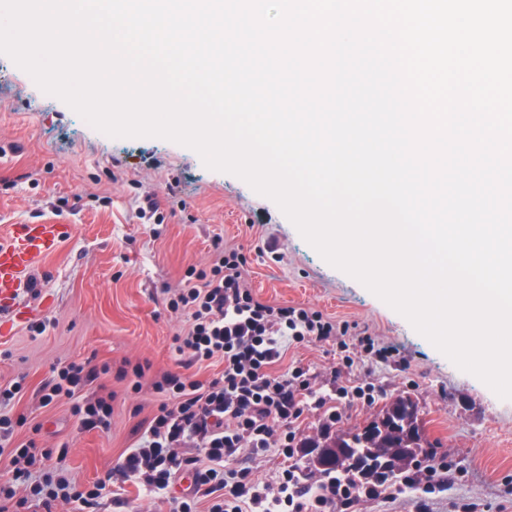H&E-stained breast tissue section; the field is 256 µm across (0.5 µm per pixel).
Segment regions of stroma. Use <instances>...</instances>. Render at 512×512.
I'll use <instances>...</instances> for the list:
<instances>
[{"mask_svg": "<svg viewBox=\"0 0 512 512\" xmlns=\"http://www.w3.org/2000/svg\"><path fill=\"white\" fill-rule=\"evenodd\" d=\"M165 202L140 215L147 195ZM14 224H58L57 249L31 275L38 296L27 315L0 309V387L22 390L0 414L12 420L11 446L36 439L64 447L66 475L77 484L118 481L120 458L159 403L150 385L102 376L85 400L114 393L109 431H85L66 400L46 401L53 367L150 362V377L177 367L173 338L188 326L167 303L189 270H207L215 242L242 252L249 285L272 305L303 306L368 328L393 349L382 360L336 339L290 345L283 366L308 368L314 389L373 383L376 402H348L338 427L355 431L399 393L418 403L426 432L448 472L439 490L416 487L364 502L359 512H512V399L499 398L460 370L399 313L360 282L328 264L270 199L242 179L207 168L192 149L155 137L104 136L61 99L43 92L0 54V237ZM280 449L227 461L259 488L277 487Z\"/></svg>", "mask_w": 512, "mask_h": 512, "instance_id": "1", "label": "stroma"}]
</instances>
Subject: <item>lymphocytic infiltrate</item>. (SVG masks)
Listing matches in <instances>:
<instances>
[{
	"mask_svg": "<svg viewBox=\"0 0 512 512\" xmlns=\"http://www.w3.org/2000/svg\"><path fill=\"white\" fill-rule=\"evenodd\" d=\"M168 306L172 312L186 315L189 326L174 338L179 368L154 381L161 402L138 445L125 454L119 466L128 480L163 490L184 472H192L193 486L178 501L176 512H194L202 502L207 512H239L245 497L261 512H273L281 505L288 512H333L337 506L351 512L363 499L378 497L376 486L354 484L343 472L321 483L318 493H311L290 467L277 496L267 501L251 491L236 471L224 468L225 461L244 448L256 453L276 447L285 459H293L309 412H322L331 426L341 419L347 399L374 404L372 387L340 386L331 396L313 389L308 369H277L287 341L344 337L347 327L317 311L261 301L248 285L240 252L223 247L218 248L211 269L187 280ZM213 361L224 365L220 377L203 382L191 374L192 366ZM150 369L147 363L115 371L108 365L69 362L57 367L47 388L50 397L69 401L82 429L106 431L114 412L111 395L87 402L79 397L81 388L111 373L122 380H140ZM187 442L192 443L193 454L179 456L177 447ZM52 455L51 449L39 447L33 440L10 451L0 448V512H19L13 484L32 482L37 465L51 460ZM33 484L42 512H53L60 498L74 503L75 512H93L106 501L123 502L121 495L103 482L78 489L62 476Z\"/></svg>",
	"mask_w": 512,
	"mask_h": 512,
	"instance_id": "lymphocytic-infiltrate-1",
	"label": "lymphocytic infiltrate"
}]
</instances>
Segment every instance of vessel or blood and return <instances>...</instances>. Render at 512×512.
Wrapping results in <instances>:
<instances>
[{"instance_id":"b4317fda","label":"vessel or blood","mask_w":512,"mask_h":512,"mask_svg":"<svg viewBox=\"0 0 512 512\" xmlns=\"http://www.w3.org/2000/svg\"><path fill=\"white\" fill-rule=\"evenodd\" d=\"M57 243L58 234L52 224H30L9 240L0 241V300H14L29 270Z\"/></svg>"}]
</instances>
